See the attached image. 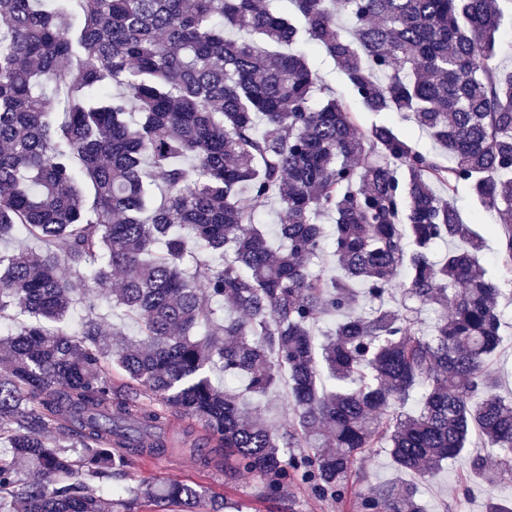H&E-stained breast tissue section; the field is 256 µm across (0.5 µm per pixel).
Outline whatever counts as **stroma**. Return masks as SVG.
<instances>
[{"label": "stroma", "instance_id": "stroma-1", "mask_svg": "<svg viewBox=\"0 0 512 512\" xmlns=\"http://www.w3.org/2000/svg\"><path fill=\"white\" fill-rule=\"evenodd\" d=\"M500 306L504 311L503 343L489 367L499 380L501 396L508 399L512 397V281L507 279L501 282ZM472 450L489 459L480 484L469 486L466 459L449 460L435 479L420 487L419 497L426 512H484L489 498L512 495V481L502 476L491 461V449L476 443ZM361 466L353 492L336 500L313 495L302 486L293 485L280 501L266 502L261 498L262 483L258 478L244 472L227 475L220 469L202 468L195 456L182 450L153 459L132 458L120 483L135 487L147 478L158 482L171 478L200 480L212 487L227 488L235 500L252 512H362L359 494L390 483L397 475L386 448L369 449Z\"/></svg>", "mask_w": 512, "mask_h": 512}]
</instances>
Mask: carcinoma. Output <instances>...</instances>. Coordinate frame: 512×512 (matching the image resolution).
Returning a JSON list of instances; mask_svg holds the SVG:
<instances>
[{"label":"carcinoma","instance_id":"carcinoma-1","mask_svg":"<svg viewBox=\"0 0 512 512\" xmlns=\"http://www.w3.org/2000/svg\"><path fill=\"white\" fill-rule=\"evenodd\" d=\"M271 2L0 0V242L22 241L0 249V512H224L226 494L191 480L112 485L132 457L169 451L178 417L202 430L203 467L259 478L268 500L292 484L342 497L383 445L400 473L425 480L466 455L481 477L476 438L512 479V400L488 371L500 288L453 202L463 183L497 213L511 277L498 3ZM299 44L334 59L364 111L410 116L448 163L385 123L362 131ZM270 203L275 243L256 220ZM328 248L339 275L315 270ZM117 271L133 275L101 296ZM77 295L112 321L69 334ZM362 296L378 303L366 315ZM21 313L34 321L15 330ZM283 376L278 431L250 399ZM361 506L425 512L402 480Z\"/></svg>","mask_w":512,"mask_h":512}]
</instances>
